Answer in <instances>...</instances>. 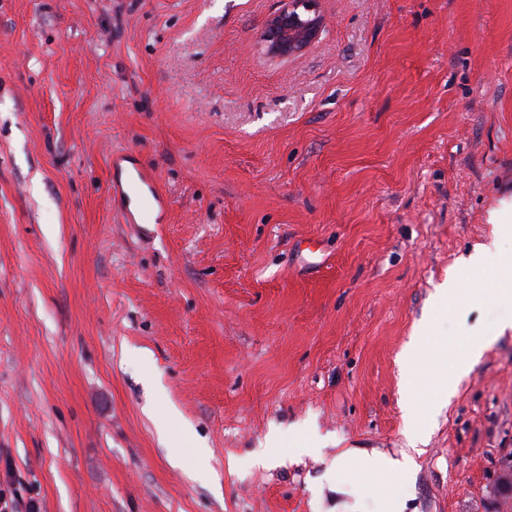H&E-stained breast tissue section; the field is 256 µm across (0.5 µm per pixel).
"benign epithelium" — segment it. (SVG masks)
<instances>
[{
  "instance_id": "7a95c632",
  "label": "benign epithelium",
  "mask_w": 512,
  "mask_h": 512,
  "mask_svg": "<svg viewBox=\"0 0 512 512\" xmlns=\"http://www.w3.org/2000/svg\"><path fill=\"white\" fill-rule=\"evenodd\" d=\"M323 28L317 0H282L261 32L260 48L272 56L298 55L310 46Z\"/></svg>"
}]
</instances>
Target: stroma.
Returning <instances> with one entry per match:
<instances>
[{
	"label": "stroma",
	"instance_id": "1",
	"mask_svg": "<svg viewBox=\"0 0 512 512\" xmlns=\"http://www.w3.org/2000/svg\"><path fill=\"white\" fill-rule=\"evenodd\" d=\"M0 0V490L18 512H378L324 475L407 446L404 512H512V0ZM170 205L130 224L112 158ZM456 279L447 308L437 288ZM503 327L442 408L441 344ZM208 452L161 433L168 410ZM295 428L323 446L280 458ZM261 32L260 48L272 56L298 55L310 46L323 28L317 0H281ZM411 353L407 352L403 357V369L405 382L401 389L400 404L404 412L405 420L411 429L409 446L402 453L401 459L394 458L385 453L353 455L350 459L340 458L338 469L344 467L350 468L361 478H373L380 474H391L394 476H403L411 471L414 464V456L422 453V448H418L423 443V435L413 428L417 417V410L413 402L415 396V381L410 368Z\"/></svg>",
	"mask_w": 512,
	"mask_h": 512
}]
</instances>
